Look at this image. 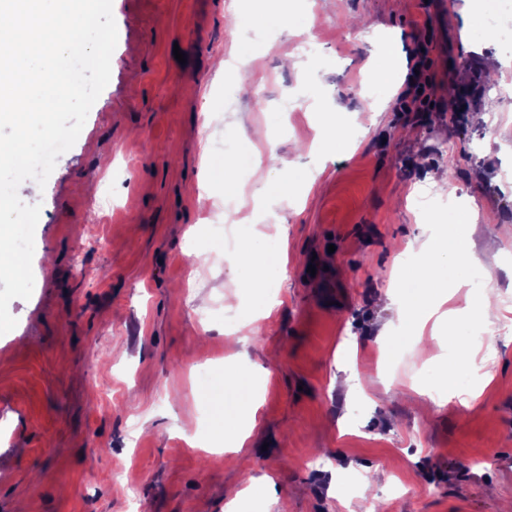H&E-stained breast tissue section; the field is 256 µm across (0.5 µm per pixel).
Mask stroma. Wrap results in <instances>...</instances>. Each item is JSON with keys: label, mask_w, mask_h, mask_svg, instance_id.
Returning <instances> with one entry per match:
<instances>
[{"label": "stroma", "mask_w": 512, "mask_h": 512, "mask_svg": "<svg viewBox=\"0 0 512 512\" xmlns=\"http://www.w3.org/2000/svg\"><path fill=\"white\" fill-rule=\"evenodd\" d=\"M112 12L108 85L44 189L18 188L41 212L33 293L10 302L17 325L0 336V512H225L233 498L263 512L241 494L260 476L272 512H501L512 341L476 403L443 408L423 393L441 377L440 336L425 333L423 363L379 342L401 249L456 221L429 174L448 172L449 194L473 207L466 247L512 252V93L498 89L505 70L486 73L500 49L484 0H112ZM386 37L406 59L403 88L429 100L421 111L364 81ZM241 49L264 71L217 75ZM452 86L468 89L463 107ZM315 98L336 108L334 150L305 109ZM491 98L500 111L472 121ZM367 99L384 104L375 117ZM272 138L323 173L306 203L279 200L254 223L267 272L251 288L213 227L249 222L224 193V163ZM268 303L251 334L247 313ZM348 336L359 345L339 370ZM228 374L259 407L245 447L222 455L216 418L235 426L239 410Z\"/></svg>", "instance_id": "obj_1"}]
</instances>
